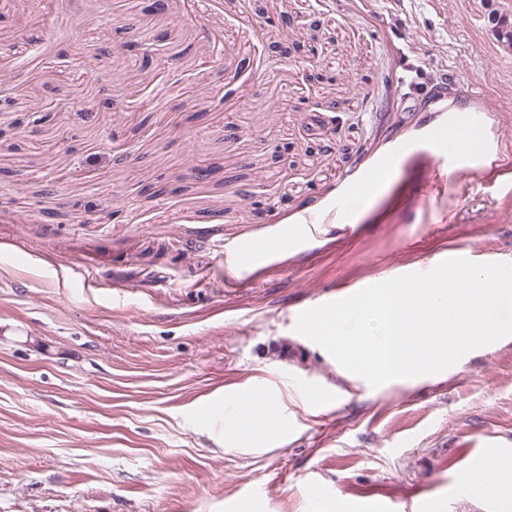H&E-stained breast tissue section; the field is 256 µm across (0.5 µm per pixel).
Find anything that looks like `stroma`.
I'll list each match as a JSON object with an SVG mask.
<instances>
[{"label": "stroma", "instance_id": "1", "mask_svg": "<svg viewBox=\"0 0 512 512\" xmlns=\"http://www.w3.org/2000/svg\"><path fill=\"white\" fill-rule=\"evenodd\" d=\"M166 2L0 0V512H512L458 480L512 460V346L374 388L295 330L453 248L512 263V0ZM477 111L492 162L441 154ZM252 393L286 433L225 447Z\"/></svg>", "mask_w": 512, "mask_h": 512}]
</instances>
